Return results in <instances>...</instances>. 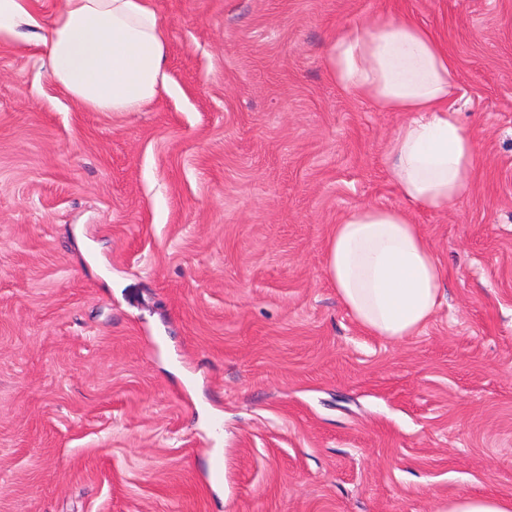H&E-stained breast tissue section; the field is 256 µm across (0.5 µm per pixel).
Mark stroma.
I'll list each match as a JSON object with an SVG mask.
<instances>
[{
  "instance_id": "1",
  "label": "stroma",
  "mask_w": 512,
  "mask_h": 512,
  "mask_svg": "<svg viewBox=\"0 0 512 512\" xmlns=\"http://www.w3.org/2000/svg\"><path fill=\"white\" fill-rule=\"evenodd\" d=\"M169 88L82 109L0 45V512H448L512 497V0H155ZM457 63L470 194L410 214L435 321L362 330L334 224L406 206L401 121L338 88L393 6ZM221 471H213V460ZM512 499L497 496L460 495L448 505V512H511Z\"/></svg>"
}]
</instances>
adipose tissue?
Returning <instances> with one entry per match:
<instances>
[{"label": "adipose tissue", "instance_id": "obj_1", "mask_svg": "<svg viewBox=\"0 0 512 512\" xmlns=\"http://www.w3.org/2000/svg\"><path fill=\"white\" fill-rule=\"evenodd\" d=\"M26 38L49 76L82 108L134 112L167 84V43L153 0H61L43 20L32 0H0V43ZM324 64L337 86L403 120L387 146V172L408 205L442 209L470 190L476 141L453 100L454 57L408 16L335 33ZM327 275L367 333L417 335L435 317L445 271L406 208L366 205L336 224Z\"/></svg>", "mask_w": 512, "mask_h": 512}]
</instances>
